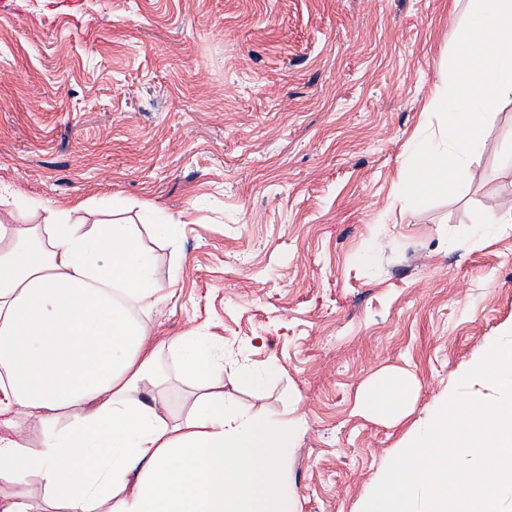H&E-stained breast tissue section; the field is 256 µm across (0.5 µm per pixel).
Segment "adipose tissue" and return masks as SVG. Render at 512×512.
<instances>
[{
    "mask_svg": "<svg viewBox=\"0 0 512 512\" xmlns=\"http://www.w3.org/2000/svg\"><path fill=\"white\" fill-rule=\"evenodd\" d=\"M84 210L16 195L0 219V415L24 420L0 438V512H33L36 489L43 512H297L284 469L299 419L225 399L223 336L163 339L139 229ZM414 395L408 376L383 373L358 409L396 421Z\"/></svg>",
    "mask_w": 512,
    "mask_h": 512,
    "instance_id": "1",
    "label": "adipose tissue"
}]
</instances>
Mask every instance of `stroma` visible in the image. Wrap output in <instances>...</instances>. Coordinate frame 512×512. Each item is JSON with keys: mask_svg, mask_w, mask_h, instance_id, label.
Instances as JSON below:
<instances>
[{"mask_svg": "<svg viewBox=\"0 0 512 512\" xmlns=\"http://www.w3.org/2000/svg\"><path fill=\"white\" fill-rule=\"evenodd\" d=\"M474 0H0V180L88 222L181 225L152 316L168 338L223 322L224 392L301 431L299 512H358L405 437L512 326V97L460 190L421 207L399 179ZM410 371L411 413L357 410Z\"/></svg>", "mask_w": 512, "mask_h": 512, "instance_id": "stroma-1", "label": "stroma"}]
</instances>
